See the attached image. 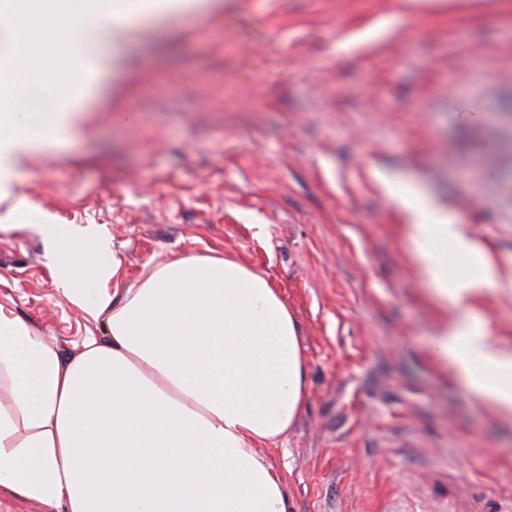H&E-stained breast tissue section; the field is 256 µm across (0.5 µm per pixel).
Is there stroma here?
Listing matches in <instances>:
<instances>
[{"mask_svg":"<svg viewBox=\"0 0 512 512\" xmlns=\"http://www.w3.org/2000/svg\"><path fill=\"white\" fill-rule=\"evenodd\" d=\"M223 2L104 50L84 134L0 202V302L62 357L106 339L42 224L120 258L121 294L150 262L234 257L281 294L306 356L295 425L257 447L294 512L506 507L512 418L437 355L461 310L434 296L395 193L417 183L512 277V0ZM476 308L511 346L512 299Z\"/></svg>","mask_w":512,"mask_h":512,"instance_id":"stroma-1","label":"stroma"}]
</instances>
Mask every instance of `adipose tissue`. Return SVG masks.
<instances>
[{
    "label": "adipose tissue",
    "mask_w": 512,
    "mask_h": 512,
    "mask_svg": "<svg viewBox=\"0 0 512 512\" xmlns=\"http://www.w3.org/2000/svg\"><path fill=\"white\" fill-rule=\"evenodd\" d=\"M218 0H40V20L66 48L46 78L17 67L36 46L23 0H0V199L26 163L71 139L101 87L99 51L121 43L130 12L204 15ZM436 295L460 305L437 354L482 399L512 413V350L475 304L488 267L451 275L460 224L418 187L400 200ZM69 268L64 293L106 316L108 341L57 348L0 303V493L50 512H293L287 480L257 453L288 434L307 394V364L287 304L261 274L223 255L174 257L114 301L119 263L103 265L83 237L45 227Z\"/></svg>",
    "instance_id": "obj_1"
}]
</instances>
